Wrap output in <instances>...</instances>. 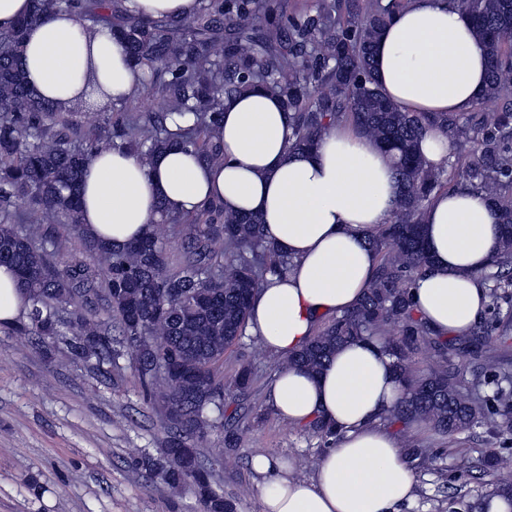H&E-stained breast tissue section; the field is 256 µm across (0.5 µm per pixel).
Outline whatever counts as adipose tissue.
<instances>
[{
  "instance_id": "adipose-tissue-1",
  "label": "adipose tissue",
  "mask_w": 512,
  "mask_h": 512,
  "mask_svg": "<svg viewBox=\"0 0 512 512\" xmlns=\"http://www.w3.org/2000/svg\"><path fill=\"white\" fill-rule=\"evenodd\" d=\"M28 80L40 97L68 107L89 70L107 99L128 97L139 70L110 29L87 31L74 12H55L24 34ZM380 86L406 112H467L482 96L488 58L471 16L448 0H410L382 29L373 52ZM224 161L201 163L169 147L150 162L118 149L89 157L80 222L92 239L114 248L145 237L159 216L186 213L213 201L263 219V234L291 258L268 275L253 302L247 329L269 351L303 348L325 321L353 307L367 288L377 256L370 234L393 215L399 188L388 156L348 125L330 128L308 151H291L288 110L277 96L253 88L224 104ZM500 212L480 191L435 194L424 212L428 267L410 289L414 310L433 335L468 334L484 312L477 275L500 244ZM29 308L12 267L0 265V327ZM403 396L392 358L377 343L340 347L316 376L283 368L269 398L284 420L304 425L322 417L339 436L311 476L267 455L253 468L268 478L262 512H398L411 499L414 469L380 417Z\"/></svg>"
}]
</instances>
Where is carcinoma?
<instances>
[{"mask_svg": "<svg viewBox=\"0 0 512 512\" xmlns=\"http://www.w3.org/2000/svg\"><path fill=\"white\" fill-rule=\"evenodd\" d=\"M187 18H136L121 0H35L32 15L0 31V261L31 273L19 280L29 295L24 335L54 336L62 325L75 336V353L112 363L128 345L134 369L149 399L159 403L173 436L161 456H143L136 466L172 486L187 484L184 463L201 458L200 445L224 420L242 417L239 398L250 394L253 376L243 365L230 381L221 367L224 352L246 334L251 301L269 273L285 272L291 260L267 243L262 219L233 213L212 202L186 214H171L157 202L160 223L186 226V247L178 268L169 267L161 237L112 249L82 232L79 190L88 156L103 146L128 150L142 161L180 144L203 162L224 160L219 129L224 102L255 86L281 97L294 128L292 149L310 150L328 128L352 123L388 153L400 183L396 211L369 238L379 260L360 303L329 320L299 352L285 358L314 375L336 350L351 343L384 340L395 359L407 395L387 416L418 419L450 440L476 426L497 424L512 414V368L488 349L498 334L501 303L512 289V0H448L470 14L488 56L487 85L480 102L503 101L499 112H405L381 90L372 67V49L403 0H366L362 10L341 16L322 4L315 12L288 18L285 0H199ZM66 8L118 32L141 84L125 99L110 102L109 128L83 125L80 112L99 107L98 77L91 75L68 109L41 99L30 85L22 55L25 30ZM149 89L159 106L133 113L140 90ZM437 131L456 143L474 132L479 150L470 158L430 162L419 143ZM481 190L501 210L499 252L491 269L478 275L487 288L486 308L495 317L470 331L469 352L478 371L465 382L448 362L446 340L431 337L413 311L409 288L429 264L423 212L448 180ZM34 204L35 224H70L82 234L93 264L106 270L96 287L92 264L73 259L59 271L50 253L13 225V202ZM105 295L109 320L88 314L89 300ZM436 355L435 368L414 374L409 366L423 347ZM235 405L231 413L225 401ZM309 431L324 442L338 436L322 419ZM440 457L410 446L409 461L427 470ZM203 512H236L232 500L211 484L193 487ZM500 496L512 504V483H496L476 498L449 503L448 512H485Z\"/></svg>", "mask_w": 512, "mask_h": 512, "instance_id": "obj_1", "label": "carcinoma"}]
</instances>
